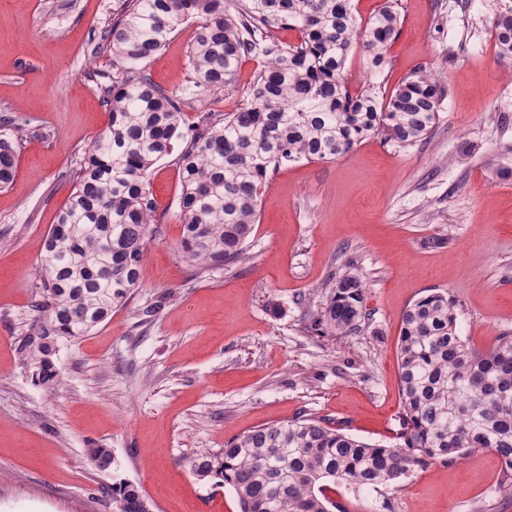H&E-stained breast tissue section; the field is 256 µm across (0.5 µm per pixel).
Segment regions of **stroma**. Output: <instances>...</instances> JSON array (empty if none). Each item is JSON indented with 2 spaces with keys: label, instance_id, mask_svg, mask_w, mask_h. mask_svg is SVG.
I'll return each instance as SVG.
<instances>
[{
  "label": "stroma",
  "instance_id": "obj_1",
  "mask_svg": "<svg viewBox=\"0 0 512 512\" xmlns=\"http://www.w3.org/2000/svg\"><path fill=\"white\" fill-rule=\"evenodd\" d=\"M388 2L400 27L374 83L391 93L420 67L442 80L448 93L428 138L400 148L375 136L342 158L272 172L248 260L203 274L175 247V160L157 162L142 286L61 347L64 383L52 390L34 385L16 340L41 319L45 237L108 126L112 54L90 47L121 0H0V116L23 134L17 175L0 190V512H116L120 480L153 512H239L230 487L196 479L185 459L300 417L393 444L401 319L420 297L446 294L460 336L478 349L512 334V66L500 64L492 35L512 0H351L364 20ZM192 32L171 34L146 66L167 91L187 83ZM262 65L245 58L186 122L245 107ZM350 260L367 316L356 332L321 335L325 286ZM160 296L159 315L142 321ZM94 446L111 449V471L90 462ZM502 478L498 456L479 448L394 486L339 484L329 495L344 512H512Z\"/></svg>",
  "mask_w": 512,
  "mask_h": 512
}]
</instances>
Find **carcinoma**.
<instances>
[{"label": "carcinoma", "instance_id": "obj_1", "mask_svg": "<svg viewBox=\"0 0 512 512\" xmlns=\"http://www.w3.org/2000/svg\"><path fill=\"white\" fill-rule=\"evenodd\" d=\"M97 45L112 52V85L104 95L107 129L74 173L44 249L43 319L19 337L18 352L35 384H61L54 357L67 341L107 320L112 308L141 287L153 235L154 165L180 143L177 156L182 233L179 250L201 267L229 269L248 259L258 200L268 175L301 159L334 160L369 136L400 147L426 138L447 91L432 73L413 71L390 95L373 82L352 92L347 61L357 45L374 75L387 64L399 16L383 6L363 22L350 0H122ZM190 85L181 94L156 85L147 63L189 18ZM299 34L283 43L275 32ZM493 36L498 57L512 61V12ZM264 57L237 112H203L185 125L192 96L231 85L242 60ZM23 138L0 117V188L17 170ZM316 325L322 335L347 334L364 318V284L349 264L327 285ZM402 413L397 442L370 444L324 419L302 418L257 427L219 453L188 460L193 476L218 478L237 497L239 512H332L325 482L357 489L396 484L432 463L448 465L475 448L504 464L512 487V335L489 350L456 330L448 296L431 293L402 317L399 341ZM93 465L112 467V449H89ZM117 512H150L138 486L112 485Z\"/></svg>", "mask_w": 512, "mask_h": 512}]
</instances>
